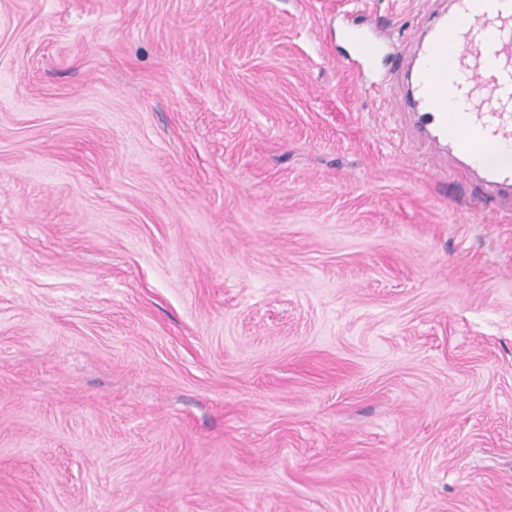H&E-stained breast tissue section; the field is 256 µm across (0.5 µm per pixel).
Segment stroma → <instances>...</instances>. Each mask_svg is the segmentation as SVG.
I'll return each instance as SVG.
<instances>
[{"label": "stroma", "instance_id": "1", "mask_svg": "<svg viewBox=\"0 0 512 512\" xmlns=\"http://www.w3.org/2000/svg\"><path fill=\"white\" fill-rule=\"evenodd\" d=\"M448 0H0V512H512V211L384 71ZM343 39L352 46L357 65L373 68L383 53L385 44L360 24H346L342 28Z\"/></svg>", "mask_w": 512, "mask_h": 512}]
</instances>
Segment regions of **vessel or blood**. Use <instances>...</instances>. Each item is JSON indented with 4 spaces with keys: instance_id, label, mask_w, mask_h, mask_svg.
Wrapping results in <instances>:
<instances>
[{
    "instance_id": "vessel-or-blood-1",
    "label": "vessel or blood",
    "mask_w": 512,
    "mask_h": 512,
    "mask_svg": "<svg viewBox=\"0 0 512 512\" xmlns=\"http://www.w3.org/2000/svg\"><path fill=\"white\" fill-rule=\"evenodd\" d=\"M415 38L407 90L420 131L492 192H512V0H452ZM359 66L383 42L359 24L342 28Z\"/></svg>"
}]
</instances>
